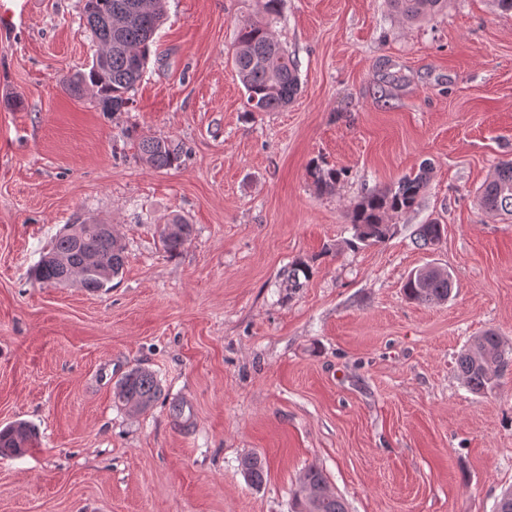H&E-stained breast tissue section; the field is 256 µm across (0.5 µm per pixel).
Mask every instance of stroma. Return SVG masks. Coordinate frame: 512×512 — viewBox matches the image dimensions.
Listing matches in <instances>:
<instances>
[{
	"instance_id": "1",
	"label": "stroma",
	"mask_w": 512,
	"mask_h": 512,
	"mask_svg": "<svg viewBox=\"0 0 512 512\" xmlns=\"http://www.w3.org/2000/svg\"><path fill=\"white\" fill-rule=\"evenodd\" d=\"M255 9L168 0L117 115L60 83L93 58L83 0H27L0 34V428L38 431L0 458V512H291L312 463L348 512H494L512 488V370L477 395L456 369L483 331L512 346V215L478 205L512 160V12L448 0L411 26L386 0H284L301 91L252 115L232 45ZM139 135L182 143L181 165H143ZM314 158L343 170L333 194ZM425 161L394 236L349 248L353 205ZM177 214L194 232L172 256L158 228ZM432 219L441 243L415 248ZM92 220L124 245L122 276L33 283L58 231ZM427 264L452 273L448 302L405 298ZM134 367L160 386L144 414L112 401ZM307 174L319 195L331 194L344 176L342 170L328 167L326 163L319 160L310 162ZM241 471L248 485L260 489L266 480L267 464L264 457L258 453H250L240 461Z\"/></svg>"
}]
</instances>
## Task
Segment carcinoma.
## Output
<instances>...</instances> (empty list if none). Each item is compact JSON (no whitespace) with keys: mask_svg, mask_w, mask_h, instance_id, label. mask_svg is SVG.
<instances>
[{"mask_svg":"<svg viewBox=\"0 0 512 512\" xmlns=\"http://www.w3.org/2000/svg\"><path fill=\"white\" fill-rule=\"evenodd\" d=\"M391 11L402 21L412 23L443 10L448 0H388ZM283 0H258L257 10L238 24L232 63L246 93L248 112H278L294 101L300 92V77L294 59L275 37ZM85 32L100 45L105 58L95 57L87 70L62 80L65 92L81 97L90 91L103 112H124L132 103V92L146 71L153 37L166 16V0H84ZM183 148L167 138L140 136L137 156L150 168L164 170L181 163ZM430 166L422 164L415 174L403 176L394 188L364 194L350 215L354 248L382 244L391 239L396 225L388 222L415 209L428 182ZM316 192L332 193L344 172L314 160L307 170ZM479 206L488 213H512V160L501 163L484 185ZM194 232L193 225L174 216L160 229L165 251L178 254ZM442 239V225L419 224L415 244L431 249ZM97 255L96 269L78 282L88 293H97L119 277L127 255L118 236L104 233L97 224H68L54 238L49 250L30 269L31 278L42 285L56 286L68 271L83 265L86 254ZM310 268L299 262L288 267L291 286H302L300 277H309ZM453 276L448 271L415 269L403 284L405 296L422 304L448 301ZM512 363V347L493 330L475 337L459 354L457 369L464 383L475 394H486L499 386L507 365ZM160 387L155 374L146 368H133L113 387L115 403L139 413L149 411L158 400ZM37 433L26 422H15L0 429V457H18L36 447ZM248 485L263 486L267 464L258 453L240 461ZM294 512H347L344 499L330 491L323 469L311 464L299 477L292 492Z\"/></svg>","mask_w":512,"mask_h":512,"instance_id":"cac0c4a2","label":"carcinoma"}]
</instances>
